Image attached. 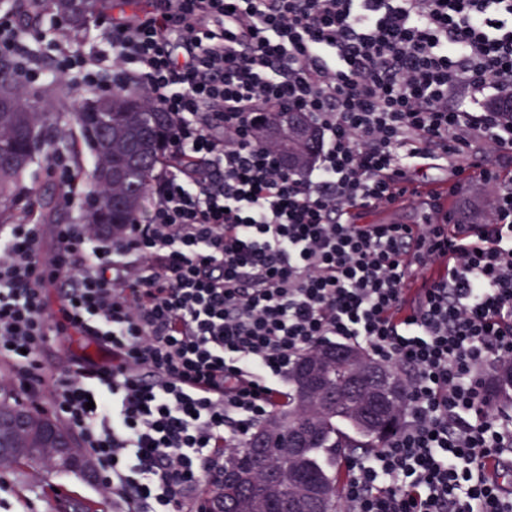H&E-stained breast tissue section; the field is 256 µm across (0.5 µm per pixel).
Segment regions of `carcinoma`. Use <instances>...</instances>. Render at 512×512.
I'll return each instance as SVG.
<instances>
[{"label":"carcinoma","instance_id":"1","mask_svg":"<svg viewBox=\"0 0 512 512\" xmlns=\"http://www.w3.org/2000/svg\"><path fill=\"white\" fill-rule=\"evenodd\" d=\"M114 0H40V7L57 16L64 17L79 35L95 21L102 12L112 9ZM82 129L85 145L94 154L96 164L88 174L91 184L90 196L96 205L83 212L86 224H111L118 226L130 223L138 214L149 181L163 160L169 129L166 113L147 107L134 96L120 92L112 93L108 99L86 97L78 112L74 113ZM51 119L43 111L37 98L22 97L15 85L12 64L0 59V223H9L18 211L22 191L19 178L35 162L37 154L46 141L43 128ZM294 116L283 115L280 121L265 130L267 135L280 137L282 148L289 149L304 165L314 151L317 141L302 139L294 129L282 132L281 125L288 124ZM124 169V175L113 181L98 179L97 169L106 164ZM336 347L327 346L313 354L299 358L288 374V409H276L271 423L258 427L257 435L270 438L269 445L260 449L268 468L255 465L253 444L243 448L224 449V460L237 461L242 471L249 475V486L241 492L229 494L218 482L212 484L205 499H219L224 512H244L243 503L252 496L266 492L267 469L288 472V488L267 498V512H283L292 505L307 479L327 488L331 500L323 512H342L341 499L336 497V484L342 475L336 473V451L339 448H357L362 451L380 448L399 425L400 406L404 394L399 393L383 399L377 404L355 401L340 402L320 410H313L301 401L296 392L297 375L303 365L316 360L323 366L324 385L329 390L343 388L355 377V366L346 360L333 359ZM491 407H512V366L502 369L492 383V394L488 398ZM314 428L307 447L293 457L283 455L279 447L284 433L293 429ZM49 447H34L27 450L28 456L0 455V472L27 468L42 472L37 459L48 455Z\"/></svg>","mask_w":512,"mask_h":512}]
</instances>
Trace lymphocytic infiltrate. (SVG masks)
Segmentation results:
<instances>
[{
  "mask_svg": "<svg viewBox=\"0 0 512 512\" xmlns=\"http://www.w3.org/2000/svg\"><path fill=\"white\" fill-rule=\"evenodd\" d=\"M106 21L108 68L61 44L46 69L0 15L22 92L121 91L171 118L147 221L0 226V384L50 392L121 512H184L297 356L353 344L405 378L398 432L345 460L346 512H512V415L483 378L512 360V190L473 235L356 220L426 168L476 155L498 182L512 115L477 101L512 92V0H135ZM295 110L323 136L300 170L256 132ZM72 332L106 359L41 374Z\"/></svg>",
  "mask_w": 512,
  "mask_h": 512,
  "instance_id": "obj_1",
  "label": "lymphocytic infiltrate"
}]
</instances>
